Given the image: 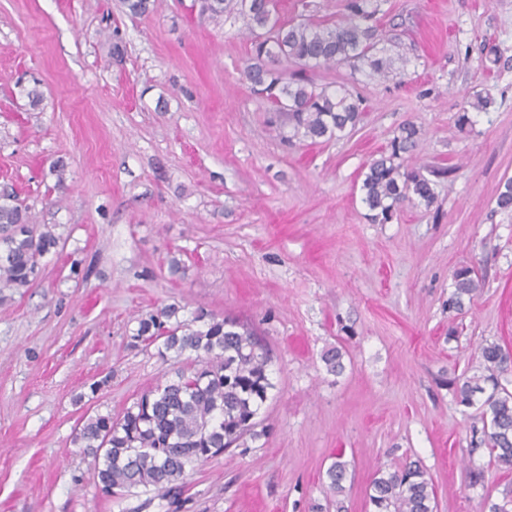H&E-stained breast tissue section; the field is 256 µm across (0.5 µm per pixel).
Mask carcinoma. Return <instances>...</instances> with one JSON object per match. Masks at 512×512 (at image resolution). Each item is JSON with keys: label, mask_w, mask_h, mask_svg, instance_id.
<instances>
[{"label": "carcinoma", "mask_w": 512, "mask_h": 512, "mask_svg": "<svg viewBox=\"0 0 512 512\" xmlns=\"http://www.w3.org/2000/svg\"><path fill=\"white\" fill-rule=\"evenodd\" d=\"M384 0H345L337 20L296 22L280 15L277 0H201L210 18L236 13L246 22L250 53L242 75L250 92L269 111L293 129V136L313 141L331 140L352 130L361 119V100L349 89L317 86L311 73L346 65L371 77H397L405 60L387 53L391 41L380 25ZM131 15L152 12L156 0H123ZM491 104L480 94L464 99L457 117L460 130L470 127V110ZM419 129L405 123L390 142V151L374 158L360 186L362 202L373 222L386 223L402 203H434L429 180L399 162L413 149ZM59 238L37 232L28 208L16 195L0 193V300L4 291L31 287L42 259L57 250ZM454 291L448 306L463 310L479 288L468 268L453 276ZM183 307L164 306L136 318L132 346H155L164 361L183 355L195 360L174 369L171 379L143 393L117 417H88L76 440L97 460L96 478L106 497L137 490L165 498L182 488L187 465L202 462L238 447L246 437L260 433L261 411L275 389L268 366V349L235 319L218 317L198 307L181 318ZM331 373L344 369L343 353L332 348L323 354ZM471 375L453 381L458 404H479L475 419L481 429L480 444L495 465L512 471V391L508 374L512 356L497 343H486L468 367ZM328 490L344 492L348 463L337 456L325 471ZM374 512H438L431 479L416 461L377 470L368 494Z\"/></svg>", "instance_id": "obj_1"}]
</instances>
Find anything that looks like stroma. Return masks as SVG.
Segmentation results:
<instances>
[{
	"mask_svg": "<svg viewBox=\"0 0 512 512\" xmlns=\"http://www.w3.org/2000/svg\"><path fill=\"white\" fill-rule=\"evenodd\" d=\"M383 9L403 76L317 74L360 96L364 114L313 143L284 141L242 82L240 17L208 18L198 0H157L140 17L120 0H0V191L64 245L0 301V512H312L337 455L348 512H368L375 471L405 458L430 475L438 512H482L512 488V473L472 451L476 410L449 387L481 345L512 350V210L496 205L512 177V0ZM475 92L494 103L459 130ZM407 122L420 135L405 163L436 200L375 223L362 173ZM465 266L480 290L459 312L448 297ZM171 303L247 325L275 385L266 435L187 467L177 509L102 496L75 441L83 416L118 414L171 377L155 347L130 341L138 315ZM331 347L344 353L338 374L322 361Z\"/></svg>",
	"mask_w": 512,
	"mask_h": 512,
	"instance_id": "35a3bbf8",
	"label": "stroma"
}]
</instances>
